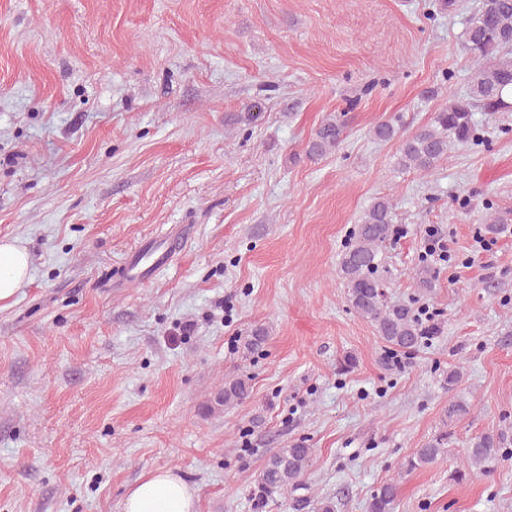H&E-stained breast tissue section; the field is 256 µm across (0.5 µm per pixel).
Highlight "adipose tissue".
<instances>
[{"instance_id": "1", "label": "adipose tissue", "mask_w": 512, "mask_h": 512, "mask_svg": "<svg viewBox=\"0 0 512 512\" xmlns=\"http://www.w3.org/2000/svg\"><path fill=\"white\" fill-rule=\"evenodd\" d=\"M26 250L15 241L0 240V303L12 300L28 277ZM123 512H197L193 491L168 472L144 476L126 496Z\"/></svg>"}]
</instances>
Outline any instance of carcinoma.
<instances>
[{
  "instance_id": "1",
  "label": "carcinoma",
  "mask_w": 512,
  "mask_h": 512,
  "mask_svg": "<svg viewBox=\"0 0 512 512\" xmlns=\"http://www.w3.org/2000/svg\"><path fill=\"white\" fill-rule=\"evenodd\" d=\"M464 48L473 71L466 96L450 98L435 113L430 125L411 135H403L390 122L373 126V137L379 141L399 142L396 165L404 171L430 172L438 162L448 157L453 147L477 144L481 135L473 120L480 111L490 115L512 112V101L506 92L512 89V0H479V5L464 31ZM345 126L330 118L317 129L308 142L305 155L317 160L339 146ZM395 204L389 196L374 198L363 211L349 233L338 265V275L347 288L351 308L371 322L383 343L394 352L411 354L418 350L427 333L437 334L441 322L435 319L425 328L419 319V309L411 304H392L385 298L383 275L385 257L383 248L394 234ZM416 285L426 291L434 288L435 272L420 265L414 273ZM250 394V386L240 377L224 379L215 396L219 406L236 405ZM471 404L455 394L448 399L443 430L421 447L415 449L404 462L411 472L431 465L448 453V422L459 421L470 413ZM507 436L499 431L484 432L467 443L463 464L451 473L460 483L474 474H491L508 456ZM311 448L299 440L286 448H279L266 461L254 492L255 512H263L268 502L276 497H288L291 512H303L307 499L295 495L304 486L303 478L310 461ZM399 488L388 482L370 496L367 512H393Z\"/></svg>"
}]
</instances>
